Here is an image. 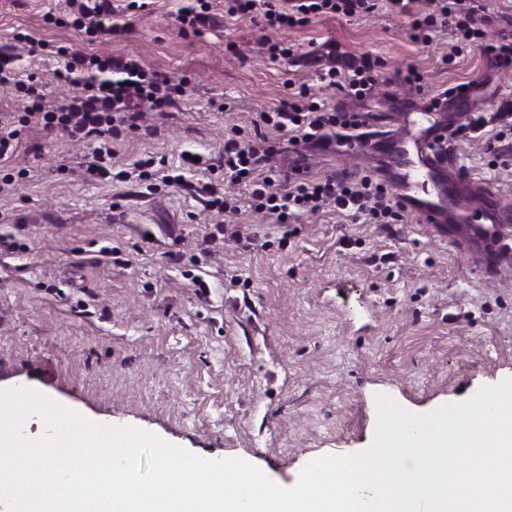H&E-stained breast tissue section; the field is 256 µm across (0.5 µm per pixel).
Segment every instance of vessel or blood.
Returning a JSON list of instances; mask_svg holds the SVG:
<instances>
[{"instance_id": "1", "label": "vessel or blood", "mask_w": 512, "mask_h": 512, "mask_svg": "<svg viewBox=\"0 0 512 512\" xmlns=\"http://www.w3.org/2000/svg\"><path fill=\"white\" fill-rule=\"evenodd\" d=\"M433 113L429 106L406 110L410 131L404 139L375 130L370 116L361 114L364 136L341 141L335 150L342 153L370 148L397 159L398 165L388 177L397 182L407 213L422 224L477 225L490 245L481 263L495 270L503 256L512 255V227L507 226L504 216L507 204L488 192L480 210L464 213L458 209L456 192L466 180L455 171L451 153L441 147L442 138L449 136L452 128L434 119Z\"/></svg>"}]
</instances>
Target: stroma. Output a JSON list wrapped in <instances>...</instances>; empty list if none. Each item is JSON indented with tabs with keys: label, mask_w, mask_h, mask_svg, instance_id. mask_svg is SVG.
<instances>
[{
	"label": "stroma",
	"mask_w": 512,
	"mask_h": 512,
	"mask_svg": "<svg viewBox=\"0 0 512 512\" xmlns=\"http://www.w3.org/2000/svg\"><path fill=\"white\" fill-rule=\"evenodd\" d=\"M68 0H0V48L17 34L86 53L133 55L173 79L190 78L155 131L112 145L113 171L148 158L184 170L185 187L83 177L91 148L35 124L0 164V389L29 387L99 422L131 425L212 459L239 457L293 486L311 460L366 449L376 394L414 414L473 397L512 378V268L489 271L452 237L409 216L366 224L326 207L276 223L242 210L212 240L213 215L185 165L219 161L224 129L252 130L257 112L298 87L327 105L370 113L404 135L402 98L473 87V112L512 113V69L449 32L427 44L410 18L380 0L374 14H327L280 35L228 16L209 0L202 34L176 20L185 0H152L128 15L114 0L119 36L59 24ZM287 39L273 59L263 39ZM337 44L384 67L358 100L319 80L320 53ZM414 67L420 89L396 73ZM453 141L455 164L512 198V137ZM374 151L332 155L284 146L281 173L385 167ZM11 182H4V175Z\"/></svg>",
	"instance_id": "1"
}]
</instances>
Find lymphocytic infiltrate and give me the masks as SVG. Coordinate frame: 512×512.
<instances>
[{
    "mask_svg": "<svg viewBox=\"0 0 512 512\" xmlns=\"http://www.w3.org/2000/svg\"><path fill=\"white\" fill-rule=\"evenodd\" d=\"M69 7L66 25L87 35L119 30L112 21V0H70ZM374 9V0H231L227 13L258 17L266 27L288 31L326 14L353 17ZM481 10V5L474 4L461 12L452 9L448 0H437L436 9L426 13L423 21L413 23V38L427 43L438 30L448 28L458 39L479 44L497 67L511 68L512 41L489 38L479 21ZM56 55L60 64L53 79L70 87L71 92L55 104L45 105L43 83L37 77L19 79L17 56L10 48H0V86L21 92L27 116L43 130L58 129L69 140L92 145L93 159L85 167L87 176L112 177L121 182L153 179V172L143 160L136 163L134 171L111 172L105 163L112 154L110 144L129 135L150 134L152 127L145 122L146 113L165 114L184 95L186 81H172L134 56L89 55L64 46ZM381 66V60L366 55L355 66L328 67L322 80L361 99L374 89ZM253 124L265 128V135L252 138L239 126L225 130L220 165L225 185L245 187L254 212L275 218L280 224L297 213L315 212L326 205L372 224L399 219L402 208L396 196L373 176H363L357 182L333 174L280 180L274 173L272 161L279 140L295 145H332L335 139L355 133L353 113L326 107L302 87L275 108L257 113Z\"/></svg>",
    "mask_w": 512,
    "mask_h": 512,
    "instance_id": "1",
    "label": "lymphocytic infiltrate"
}]
</instances>
